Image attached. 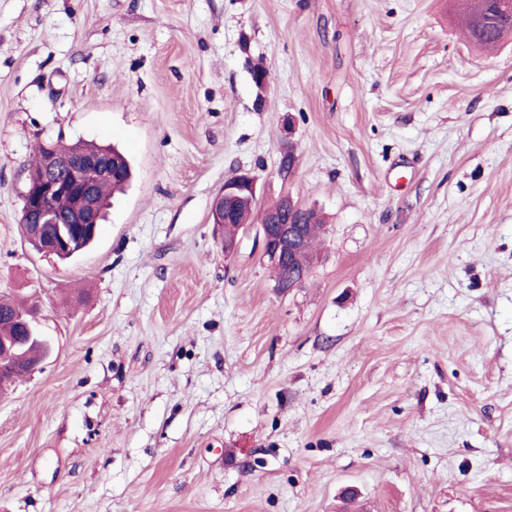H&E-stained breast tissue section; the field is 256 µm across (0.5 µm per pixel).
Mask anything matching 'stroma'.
Returning a JSON list of instances; mask_svg holds the SVG:
<instances>
[{
    "label": "stroma",
    "instance_id": "1",
    "mask_svg": "<svg viewBox=\"0 0 512 512\" xmlns=\"http://www.w3.org/2000/svg\"><path fill=\"white\" fill-rule=\"evenodd\" d=\"M460 4L0 0V297L53 345L0 512H512V38ZM57 139L133 168L69 261L21 226ZM245 172L325 218L290 293L211 220ZM498 3L499 8L503 10V4L505 1H499ZM486 6V2L482 1L481 3H474V5L471 7L472 9L468 8L466 29L470 40H472L477 45L489 47L494 43H497L496 40H498L501 35L507 36L508 34L512 33V12L501 11L499 9L494 11V15L497 17L494 24L496 32L493 36H491L490 34L486 33L490 31V21L485 19L480 13L475 14L478 11H482ZM473 15L478 28L484 30L485 32L478 31V29L474 26Z\"/></svg>",
    "mask_w": 512,
    "mask_h": 512
}]
</instances>
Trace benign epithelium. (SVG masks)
Listing matches in <instances>:
<instances>
[{
    "instance_id": "obj_1",
    "label": "benign epithelium",
    "mask_w": 512,
    "mask_h": 512,
    "mask_svg": "<svg viewBox=\"0 0 512 512\" xmlns=\"http://www.w3.org/2000/svg\"><path fill=\"white\" fill-rule=\"evenodd\" d=\"M112 159L107 155L77 153L70 157L64 170H59L58 153L47 157L44 169L39 173L28 174L27 184L22 193L23 217L33 215L40 224H81L86 233L97 234L99 216L96 206V184L102 177H112ZM66 194L71 200V210L64 218L52 208V199ZM257 197V183L248 174L236 175L224 182V188L216 197L212 207L214 223L230 226V218L242 201H253ZM307 225L300 221L283 224L273 220L258 226V240L261 242L264 257L269 263L278 265L291 261L305 251ZM73 249L70 233H58L45 242L38 251L51 256L58 252ZM0 380L15 381L40 369L41 362L22 367L7 362L11 353L8 346L0 347Z\"/></svg>"
}]
</instances>
